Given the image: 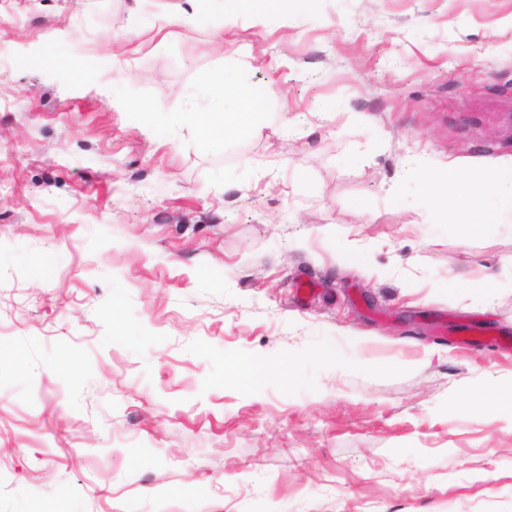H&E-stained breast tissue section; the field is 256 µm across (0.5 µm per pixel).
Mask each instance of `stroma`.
Here are the masks:
<instances>
[{
  "mask_svg": "<svg viewBox=\"0 0 512 512\" xmlns=\"http://www.w3.org/2000/svg\"><path fill=\"white\" fill-rule=\"evenodd\" d=\"M186 6L0 0V512H512V0ZM275 93L273 86H267L260 97L248 100V108L243 110L239 102L245 97L244 91L225 71L224 80L184 87L180 96L190 104L187 113L203 135L212 138L224 137L231 129L242 132L264 125L268 118L264 102ZM446 168L454 179L446 183L445 190L435 182L431 196L438 209L456 212L458 216L466 215L480 199L475 187L492 181L491 176L488 171L468 167L456 159L448 161Z\"/></svg>",
  "mask_w": 512,
  "mask_h": 512,
  "instance_id": "35a3bbf8",
  "label": "stroma"
}]
</instances>
